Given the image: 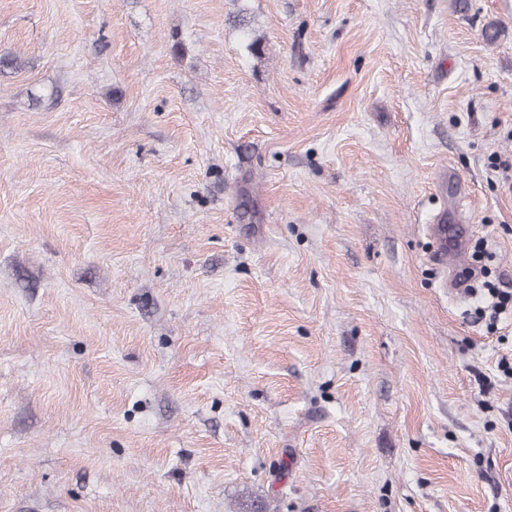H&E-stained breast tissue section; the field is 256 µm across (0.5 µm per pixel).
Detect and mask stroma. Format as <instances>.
Wrapping results in <instances>:
<instances>
[{"label":"stroma","instance_id":"1","mask_svg":"<svg viewBox=\"0 0 512 512\" xmlns=\"http://www.w3.org/2000/svg\"><path fill=\"white\" fill-rule=\"evenodd\" d=\"M5 53L0 512H512V316L430 235L512 290V0H0ZM437 232V240L440 245V261L448 258V256L453 258L461 257L462 254L466 250V242L463 239L462 233L460 231V235H458L455 239H448V225L447 224H437L432 227ZM484 285L485 288L481 289L479 294L472 290V293L478 296L476 312L481 316L490 312V325H494L501 314L512 310V292L504 291L491 282H484Z\"/></svg>","mask_w":512,"mask_h":512}]
</instances>
